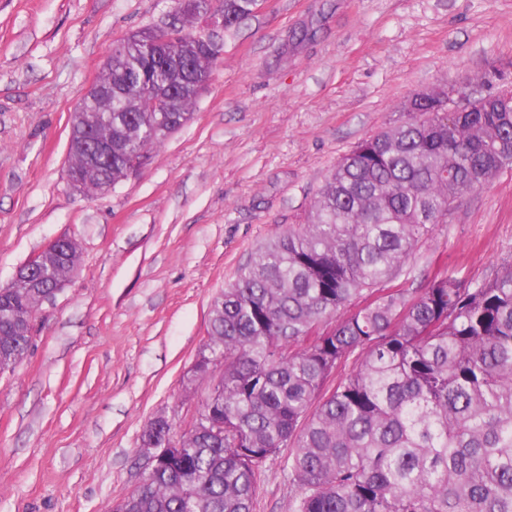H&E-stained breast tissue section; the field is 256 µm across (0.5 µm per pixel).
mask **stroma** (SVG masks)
<instances>
[{
    "label": "stroma",
    "mask_w": 512,
    "mask_h": 512,
    "mask_svg": "<svg viewBox=\"0 0 512 512\" xmlns=\"http://www.w3.org/2000/svg\"><path fill=\"white\" fill-rule=\"evenodd\" d=\"M174 0H0V285L60 235L77 268L32 347L0 374V512H106L135 491L143 427L188 433L211 386L187 384L212 300L304 223L337 161L403 121L418 93L512 84V0H263L223 34L193 118L104 195L72 189L69 116L114 44ZM512 264V170L455 201L393 288ZM289 449L254 512H286Z\"/></svg>",
    "instance_id": "1"
}]
</instances>
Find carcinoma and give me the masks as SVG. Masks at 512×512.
Wrapping results in <instances>:
<instances>
[{"instance_id":"obj_1","label":"carcinoma","mask_w":512,"mask_h":512,"mask_svg":"<svg viewBox=\"0 0 512 512\" xmlns=\"http://www.w3.org/2000/svg\"><path fill=\"white\" fill-rule=\"evenodd\" d=\"M229 30L256 0H203ZM159 31L156 47L126 40L100 82L131 80L134 93L71 115L70 168L94 195L133 175L130 156L151 155L193 116L217 56L187 30ZM488 112H454L467 98L418 102L399 124L361 141L333 168L307 222L256 253L210 309L200 355L224 367L200 417L224 423V438L191 430L110 512H253L262 467L291 448L297 488L288 512H512V265L475 285L452 274L423 288L386 292L414 249L458 198L512 169V89L496 88ZM171 101L149 108L157 84ZM115 141L110 164L87 160L85 129ZM79 260L73 241L36 260L40 280L0 286V371L29 351L35 306L55 296ZM328 323L315 337L313 329ZM354 359L350 372L326 386ZM173 435L151 420L145 454Z\"/></svg>"}]
</instances>
